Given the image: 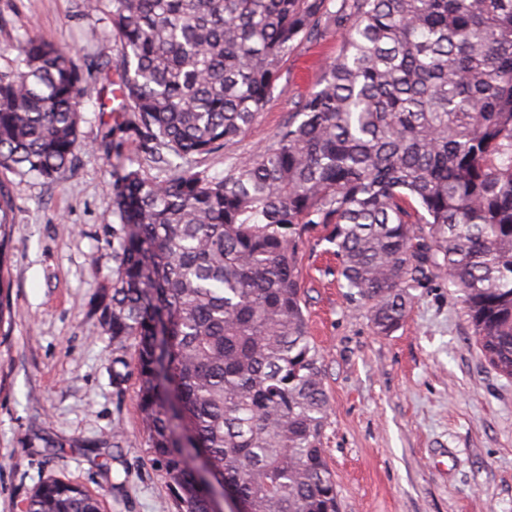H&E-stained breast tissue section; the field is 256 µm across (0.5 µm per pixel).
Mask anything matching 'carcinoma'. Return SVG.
Returning <instances> with one entry per match:
<instances>
[{"label": "carcinoma", "mask_w": 512, "mask_h": 512, "mask_svg": "<svg viewBox=\"0 0 512 512\" xmlns=\"http://www.w3.org/2000/svg\"><path fill=\"white\" fill-rule=\"evenodd\" d=\"M119 40L126 129L156 154L208 153L273 96L295 42L341 50L274 146L162 182L112 183V281L95 314L133 349L153 460L179 512H212L189 448L247 512H339L328 401L296 255L330 228L342 287L374 331L444 278L488 363L512 379V0H86ZM0 71V168L55 180L88 149L81 74L37 38ZM0 194V294L10 225ZM25 512H100L83 487L38 486Z\"/></svg>", "instance_id": "1"}]
</instances>
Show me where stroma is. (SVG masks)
Returning <instances> with one entry per match:
<instances>
[{
  "label": "stroma",
  "instance_id": "obj_1",
  "mask_svg": "<svg viewBox=\"0 0 512 512\" xmlns=\"http://www.w3.org/2000/svg\"><path fill=\"white\" fill-rule=\"evenodd\" d=\"M30 37L71 51L91 149L56 181L0 169L14 224L0 274L15 310L0 335V512H22L55 476L84 486L103 512H177L148 449L136 374L114 383L112 338L92 313L112 273L115 167L132 160L153 181L223 178L276 143L341 37L332 29L294 47L245 134L159 160L123 130V113L101 109L104 84L90 66L121 62L106 12H87L84 0H0V70ZM326 236L323 225L308 229L298 268L330 401L323 446L340 512H512V379L484 359L458 293L442 279L416 288L402 327L376 335L366 309L346 299Z\"/></svg>",
  "mask_w": 512,
  "mask_h": 512
}]
</instances>
